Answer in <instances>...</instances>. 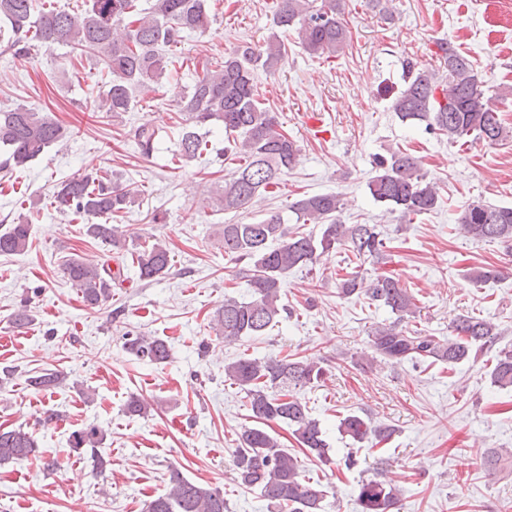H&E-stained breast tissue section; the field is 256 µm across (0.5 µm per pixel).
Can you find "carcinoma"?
I'll list each match as a JSON object with an SVG mask.
<instances>
[{"mask_svg":"<svg viewBox=\"0 0 512 512\" xmlns=\"http://www.w3.org/2000/svg\"><path fill=\"white\" fill-rule=\"evenodd\" d=\"M35 0H0V19L9 25L13 37L6 47L24 55L35 46L64 43L80 53L98 59L109 80L95 102L98 112L117 117L130 110L137 88L154 87L168 75L167 49L181 42L186 31L205 32L210 28L208 0H150L142 7L138 0H85V9L70 13L54 6L40 10ZM341 0H278L273 17L276 27L295 29L299 44L311 56L330 58L349 38L347 22L341 18ZM286 53L278 36L264 49L234 50L224 54V62L198 77L181 102L187 115L178 144L182 159H193L206 150V140L197 132L219 122L233 136L228 150L243 159L224 189L217 191L208 206L217 211L246 209L253 199L271 187L291 169L298 147L296 141L279 131L277 113L258 98L254 69L278 66ZM436 55L448 71V82L438 80L428 70L409 66L406 87L394 99L392 110L403 121H424L426 128L456 142L471 134L489 143L502 135L503 126L491 97L482 88L471 62L451 43L437 44ZM62 126L49 114L24 105L0 106V147L4 159L0 170L12 171L33 161L45 148L61 141ZM134 141L144 157L155 152L158 130L140 126ZM377 173L368 182L372 198L401 216L420 215L435 209L439 195L434 182L420 173L415 158L402 149L378 159ZM61 212L83 216L85 234L105 245L119 247L124 230L113 223L135 203V192L121 180L85 175L62 183L54 193ZM343 203L338 195L316 194L291 204L290 211L304 224L321 225L320 234L291 231L281 212H270L252 224L224 225V253L241 264L238 274L251 288L249 300L224 299L214 315L216 335L224 342L246 336H261L288 314L281 303L284 278L295 268L313 265L318 257L345 246L363 260L379 257L385 239L374 224H344L339 215ZM459 230L475 240L512 241V207L480 202L466 205L458 217ZM31 225L12 224L0 233V255L21 254L30 242ZM137 275L141 281L164 277L172 266L170 249L157 241L137 250ZM63 274L80 292L83 302L100 307L112 299V270L107 263L91 264L69 258ZM344 296L367 294L390 309L395 320L378 326L368 336V344L381 359L401 364L410 361L446 363L453 367L477 361L491 353L495 364L492 382L512 387V349L497 347L500 333L486 319L462 315L452 322L453 337L441 340L418 331L403 329L405 316L416 304L408 289L392 274L368 282L357 271L338 283ZM12 324L25 328L33 321L29 301L23 300L13 312ZM125 347L137 359L165 364L171 357L166 341L154 336H125ZM225 376L244 391L255 426L244 428L240 448L232 460V470L240 484L258 491L278 512H323L325 486L303 474L298 456L282 448L268 432L274 424L293 428L292 434L308 455L330 463V448L320 424L311 418L307 403L297 390L321 382L325 369L308 358L240 357L224 368ZM59 371L28 378L36 389L63 384ZM338 430L351 440L379 444L393 432L389 426L371 425L356 413L339 420ZM106 434L102 427L88 424L73 432V450L90 453L94 468L101 471L108 460L100 452ZM40 454L33 433L22 426L0 429V466L17 463ZM361 512H391L399 502V489L377 479L358 487ZM146 512H228L224 493L174 472L168 490L146 504Z\"/></svg>","mask_w":512,"mask_h":512,"instance_id":"1","label":"carcinoma"}]
</instances>
